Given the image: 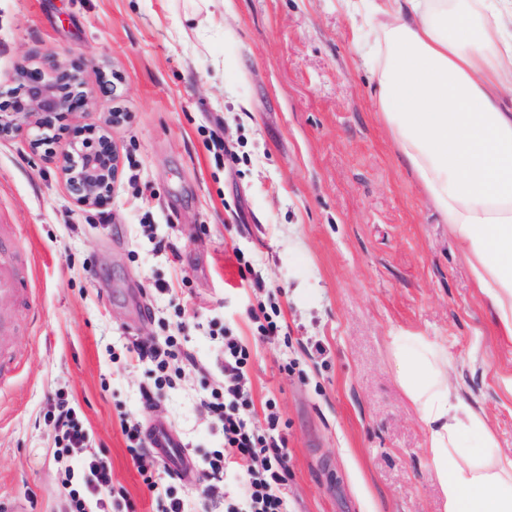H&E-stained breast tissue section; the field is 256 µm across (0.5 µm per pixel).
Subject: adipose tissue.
Masks as SVG:
<instances>
[{"label":"adipose tissue","mask_w":512,"mask_h":512,"mask_svg":"<svg viewBox=\"0 0 512 512\" xmlns=\"http://www.w3.org/2000/svg\"><path fill=\"white\" fill-rule=\"evenodd\" d=\"M366 23L384 44L375 108L512 334V0H375ZM392 348L445 512H512V457L447 353L419 336Z\"/></svg>","instance_id":"1"}]
</instances>
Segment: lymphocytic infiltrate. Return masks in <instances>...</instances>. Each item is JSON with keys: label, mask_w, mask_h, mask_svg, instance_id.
Segmentation results:
<instances>
[{"label": "lymphocytic infiltrate", "mask_w": 512, "mask_h": 512, "mask_svg": "<svg viewBox=\"0 0 512 512\" xmlns=\"http://www.w3.org/2000/svg\"><path fill=\"white\" fill-rule=\"evenodd\" d=\"M131 349L140 362L149 363L156 384L167 380V370L174 361H190V354L181 349L175 338L164 344L132 342ZM247 349L234 339L224 342V389L201 399L202 411L215 417L224 434L223 449L204 456L199 471L200 499L210 497V490L234 476L238 484L236 496L225 498L224 512H289L284 485L288 473L287 439L279 429V418L267 417L265 430H257L252 420V398L249 392ZM54 458L61 464V486L66 512H106L109 498L115 494L112 464L90 455L74 462L75 449L90 445L88 429L78 419L73 406L64 398L54 403ZM127 452L147 490L167 492L176 472L161 467L138 421H121Z\"/></svg>", "instance_id": "1"}]
</instances>
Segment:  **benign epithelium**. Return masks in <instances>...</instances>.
<instances>
[{
  "mask_svg": "<svg viewBox=\"0 0 512 512\" xmlns=\"http://www.w3.org/2000/svg\"><path fill=\"white\" fill-rule=\"evenodd\" d=\"M81 87L79 73L69 72L59 65L50 67L44 80L20 88L26 97L24 104L11 112L0 111V137L25 131L35 114L68 109L71 94ZM118 170V159L111 151L86 157L78 172L69 155L61 167L75 200L85 207H93L111 195Z\"/></svg>",
  "mask_w": 512,
  "mask_h": 512,
  "instance_id": "benign-epithelium-1",
  "label": "benign epithelium"
}]
</instances>
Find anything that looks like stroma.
<instances>
[{
  "instance_id": "35a3bbf8",
  "label": "stroma",
  "mask_w": 512,
  "mask_h": 512,
  "mask_svg": "<svg viewBox=\"0 0 512 512\" xmlns=\"http://www.w3.org/2000/svg\"><path fill=\"white\" fill-rule=\"evenodd\" d=\"M355 4L0 0V98L52 62L83 81L82 101L0 139V258L29 288L0 295L18 363L0 385V512L61 510L55 394L135 512L164 503L130 462L126 414L184 445L172 493L195 501L200 459L224 446L199 401L223 379L226 336L250 353L255 426L280 417L292 512H445L395 336L447 350L512 455V341L373 107L379 48L361 29L370 0ZM91 126L120 173L84 207L60 164ZM270 305L278 328L262 335ZM170 335L195 364L144 407L154 376L127 346Z\"/></svg>"
}]
</instances>
